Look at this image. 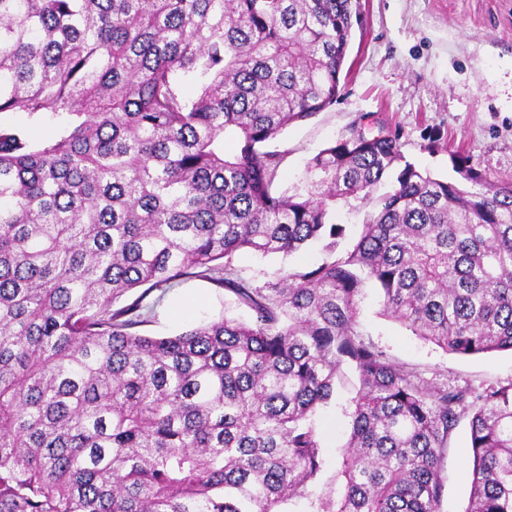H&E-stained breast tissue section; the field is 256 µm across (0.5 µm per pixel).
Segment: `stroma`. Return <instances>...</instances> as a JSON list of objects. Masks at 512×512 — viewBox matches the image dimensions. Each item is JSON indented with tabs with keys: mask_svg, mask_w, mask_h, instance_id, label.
Returning a JSON list of instances; mask_svg holds the SVG:
<instances>
[{
	"mask_svg": "<svg viewBox=\"0 0 512 512\" xmlns=\"http://www.w3.org/2000/svg\"><path fill=\"white\" fill-rule=\"evenodd\" d=\"M359 22L336 102L288 128L275 142L287 151L279 187L295 191L308 160L352 126L380 123L398 135L417 168L451 180L458 168L495 182H512V0H357ZM313 244L288 257H239L242 275L255 283L285 268L321 263ZM184 315H177L179 306ZM359 330L396 362L437 383L512 380L508 351L462 357L414 336L381 312L379 291L367 285L360 297ZM244 320L236 298L202 281L170 293L146 334L172 336L190 324L219 317ZM357 379L342 366L333 397L312 418L323 449L321 470L304 498L280 512H320L344 491L340 466L350 431ZM468 420H461L444 460L441 512H464L471 487Z\"/></svg>",
	"mask_w": 512,
	"mask_h": 512,
	"instance_id": "stroma-1",
	"label": "stroma"
}]
</instances>
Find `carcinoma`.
Returning <instances> with one entry per match:
<instances>
[{
  "label": "carcinoma",
  "instance_id": "1",
  "mask_svg": "<svg viewBox=\"0 0 512 512\" xmlns=\"http://www.w3.org/2000/svg\"><path fill=\"white\" fill-rule=\"evenodd\" d=\"M354 0H0V512H278L310 423L358 379L331 512H440L471 415L465 512H512V380L436 384L359 332L360 296L459 356L512 351V183L351 131L278 190L290 126L336 102ZM58 127L34 142L28 124ZM396 178L390 190L379 186ZM374 203L353 244L336 205ZM323 243L261 285L236 258ZM192 280L220 318L149 336ZM187 300H193L181 317L176 309ZM246 320L248 312L236 298L221 289L202 281H188L181 288L170 293L159 310L155 323L145 326L143 331L152 336H172L195 322L217 319L221 316Z\"/></svg>",
  "mask_w": 512,
  "mask_h": 512
}]
</instances>
